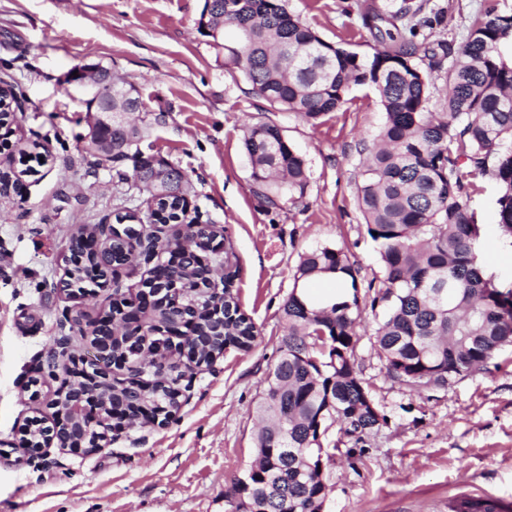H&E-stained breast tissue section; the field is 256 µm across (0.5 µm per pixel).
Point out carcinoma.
I'll return each mask as SVG.
<instances>
[{
  "instance_id": "carcinoma-1",
  "label": "carcinoma",
  "mask_w": 512,
  "mask_h": 512,
  "mask_svg": "<svg viewBox=\"0 0 512 512\" xmlns=\"http://www.w3.org/2000/svg\"><path fill=\"white\" fill-rule=\"evenodd\" d=\"M205 21L232 27L237 42L224 45L227 64L240 69L254 92L271 106L310 122L335 111L353 85L377 92L384 122L371 143L357 187L367 236L374 242L380 275L369 287L383 319L375 346L388 374L417 391L442 388L487 367L512 345V287L485 277L477 244L481 236L468 199L469 178L489 173L497 185V224L512 238V16L488 15L475 23L456 49L446 41L416 44L420 28L441 23L443 11L429 0H396L385 14L372 0L363 25L377 29L383 44L372 58L318 36L288 10V0H205ZM411 38H405L403 29ZM453 57L445 75V111L430 112L429 73ZM117 112H140L139 96H121ZM112 162H133L140 192L152 193L155 173L181 170L144 153L140 130L112 124ZM245 150L251 177L271 205L309 182L304 159L277 126L248 128ZM168 200L147 218L158 224L185 217L186 204L168 184ZM136 235L112 238V255L132 253ZM357 270L342 247L320 246L299 257L294 283L331 276L339 294L319 305L293 287L281 311L287 327L279 357L256 413L265 422L257 433L255 462L233 479L225 498L230 512H319L325 501L323 451L317 442L326 423L339 424L351 446L347 457L386 422L368 406L372 397L355 372L356 328L363 309ZM171 280L207 282L210 270L191 262L168 273ZM224 341L249 351L259 336L229 288ZM318 359L313 363L312 359Z\"/></svg>"
}]
</instances>
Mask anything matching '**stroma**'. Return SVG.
I'll return each mask as SVG.
<instances>
[{
  "instance_id": "stroma-1",
  "label": "stroma",
  "mask_w": 512,
  "mask_h": 512,
  "mask_svg": "<svg viewBox=\"0 0 512 512\" xmlns=\"http://www.w3.org/2000/svg\"><path fill=\"white\" fill-rule=\"evenodd\" d=\"M360 2L288 0V8L322 39L368 58L378 44ZM431 2L443 22L419 34L432 42L462 43L487 11L512 15V0ZM203 3L0 0V85L18 101L0 165L20 172L25 186L0 195V512H229L224 494L256 457L255 408L286 333L281 307L293 287L314 302L328 289L316 279L295 283L299 256L324 245L344 247L358 270L364 312L355 370L387 419L354 458L334 452L339 427H329L324 512H455L485 494L512 501V345L487 370L419 393L388 375L374 346L368 284L378 262L357 182L361 148L384 121L378 95L351 87L341 107L313 122L271 107L198 32ZM95 64L139 93L140 147L187 174L201 223L225 238L231 291L260 337L250 351L230 349L183 379L181 406L166 424L119 433L92 454L55 448L33 461L21 447L32 408L26 381L60 342L90 353L62 291L64 257L78 227L113 223V184L133 173L132 162L85 150L93 90L69 75ZM257 123L276 125L310 172L304 194L276 208L257 194L243 144ZM35 148L45 162L29 174L24 154ZM473 184L482 269L512 285V240L497 227L495 182L486 175Z\"/></svg>"
}]
</instances>
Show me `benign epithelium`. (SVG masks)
Wrapping results in <instances>:
<instances>
[{
  "label": "benign epithelium",
  "mask_w": 512,
  "mask_h": 512,
  "mask_svg": "<svg viewBox=\"0 0 512 512\" xmlns=\"http://www.w3.org/2000/svg\"><path fill=\"white\" fill-rule=\"evenodd\" d=\"M77 74L85 78L78 80L72 76L70 82L95 87L92 107L99 117L94 126L112 124V77H101L96 70L81 68L77 69ZM101 83L106 84L107 92L97 89ZM119 234L120 228L102 224L88 230L85 242L98 251L102 243ZM222 249L224 240L217 230L212 231L208 239L194 236L191 245L176 235L166 248V258L130 255L124 263L111 265L110 274L117 276L123 270L132 272L144 261L153 264L150 277L163 284L166 278L158 275L161 268L176 267L190 257L202 264L203 254L217 255ZM219 295L221 289L215 287L212 279L204 288L175 284L168 289L169 306L163 313L156 304L157 293L142 289L135 300L119 305L121 321H115L110 310L89 320L92 352L108 353L111 359L103 367L91 366L87 358L68 352L53 351L47 356L26 385L35 403L34 415L29 417L24 429L22 447L26 454L31 458L44 456L55 445L62 450L96 452L105 447L110 431L168 422L180 406L181 391L177 383L161 371L164 360L176 353L186 359L185 367L193 374L211 368L229 349L224 337L200 336L195 329L199 314L206 312L217 322L218 331L224 332V304L218 301ZM114 366L130 371L136 368L142 373L151 369L155 379L148 384L133 379L119 382L112 378ZM60 367L64 368L65 377L48 403L52 412L47 416L36 406L39 391L35 387L57 379ZM157 387L170 391L165 400L152 397Z\"/></svg>",
  "instance_id": "1"
}]
</instances>
